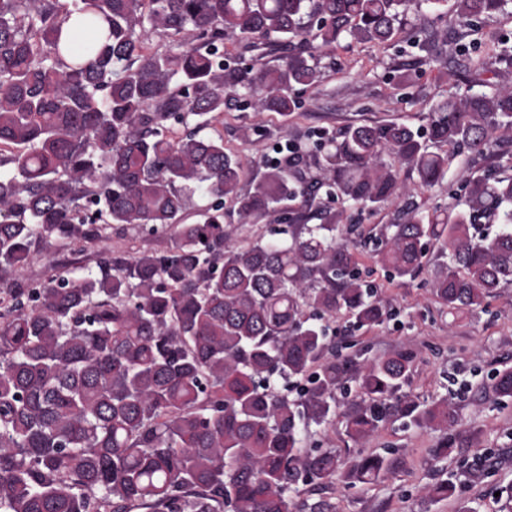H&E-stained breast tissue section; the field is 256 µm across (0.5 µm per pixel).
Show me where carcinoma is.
Returning a JSON list of instances; mask_svg holds the SVG:
<instances>
[{
    "label": "carcinoma",
    "instance_id": "1",
    "mask_svg": "<svg viewBox=\"0 0 512 512\" xmlns=\"http://www.w3.org/2000/svg\"><path fill=\"white\" fill-rule=\"evenodd\" d=\"M409 2L0 0V512H297L301 481L371 484L384 457L342 471L334 451L303 449L312 428L333 425L350 372L361 377L344 412L354 441L391 416L456 423L448 399L403 392L410 352L327 359L325 320L345 312L370 327L389 315L359 275L347 209L398 201L403 166L431 188L457 158L484 159L496 132H512V79L439 101L425 134L394 121L325 132L321 157L295 148L247 191L224 138L201 134L241 93L260 112L295 111L289 92L321 83L322 49L394 40ZM427 2L464 26L507 4ZM152 33L171 44L151 47ZM226 34L284 56L226 66ZM311 163L320 178L307 187L298 166ZM196 191L219 203L188 224ZM299 197L320 223H299ZM224 198L242 224L271 213L288 224L236 244ZM148 225L173 230L172 245H108ZM430 242L431 293L451 311L484 308L512 284V175L470 179L458 210L401 205L374 254L389 279H412ZM65 248L97 249L95 265L21 278ZM493 390L512 397V368Z\"/></svg>",
    "mask_w": 512,
    "mask_h": 512
}]
</instances>
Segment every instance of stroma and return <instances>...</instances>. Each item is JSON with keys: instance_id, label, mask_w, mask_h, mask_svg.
Listing matches in <instances>:
<instances>
[{"instance_id": "1", "label": "stroma", "mask_w": 512, "mask_h": 512, "mask_svg": "<svg viewBox=\"0 0 512 512\" xmlns=\"http://www.w3.org/2000/svg\"><path fill=\"white\" fill-rule=\"evenodd\" d=\"M407 25L386 44L344 39L327 50L321 59L322 84L295 89L301 106L291 115L258 112L244 98L233 97L209 130L221 134L225 148L240 161L243 186L262 175L280 143L312 152L318 132L384 120L422 130L432 105L442 98L468 88L490 92L504 76L512 77V0L474 31L460 26L452 13L434 19L411 0ZM476 57L484 58L482 69L471 67ZM484 168L456 161L443 185L430 190L407 168L401 169L400 181L406 201L423 209L449 207L465 180ZM435 269L431 263L416 278L391 280L375 263L371 247H363L359 272L376 287L390 315L379 326L357 329L340 314L330 333L337 355L360 362L413 350L406 392L425 403L448 398L456 424L443 436L392 420L363 442L351 440L343 424H336L307 440V447L334 449L346 463L379 454L391 466L372 484L339 479L317 492L301 486V501L324 500L330 512H459L463 506L471 512H501L499 492L512 486V398L497 396L493 383L498 371L512 368V285L501 288L484 311H451L429 291ZM444 437L452 451L441 459L435 449ZM441 481L454 485L453 495L429 497L428 488Z\"/></svg>"}]
</instances>
